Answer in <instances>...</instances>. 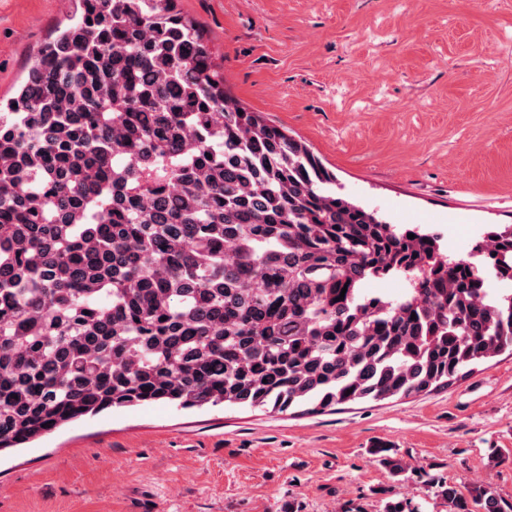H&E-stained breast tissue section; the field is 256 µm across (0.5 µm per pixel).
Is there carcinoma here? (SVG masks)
<instances>
[{"label": "carcinoma", "mask_w": 512, "mask_h": 512, "mask_svg": "<svg viewBox=\"0 0 512 512\" xmlns=\"http://www.w3.org/2000/svg\"><path fill=\"white\" fill-rule=\"evenodd\" d=\"M71 2L0 97V453L157 401L405 399L512 352V292L488 294L438 236L326 190L303 141L227 93L179 0ZM480 250L505 276L512 228ZM387 277L405 293L366 292ZM435 496L504 512L489 484L438 481Z\"/></svg>", "instance_id": "1"}]
</instances>
